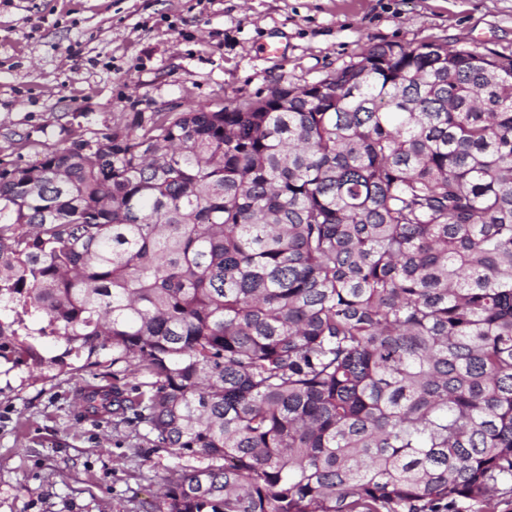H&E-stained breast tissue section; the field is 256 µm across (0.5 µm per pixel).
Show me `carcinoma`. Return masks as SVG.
I'll use <instances>...</instances> for the list:
<instances>
[{
	"label": "carcinoma",
	"mask_w": 512,
	"mask_h": 512,
	"mask_svg": "<svg viewBox=\"0 0 512 512\" xmlns=\"http://www.w3.org/2000/svg\"><path fill=\"white\" fill-rule=\"evenodd\" d=\"M39 337L64 341L43 355ZM181 461L160 512L512 496V58L380 43L0 167V358Z\"/></svg>",
	"instance_id": "cac0c4a2"
}]
</instances>
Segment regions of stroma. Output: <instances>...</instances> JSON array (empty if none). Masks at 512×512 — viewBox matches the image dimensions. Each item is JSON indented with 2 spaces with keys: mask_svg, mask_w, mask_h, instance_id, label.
I'll list each match as a JSON object with an SVG mask.
<instances>
[{
  "mask_svg": "<svg viewBox=\"0 0 512 512\" xmlns=\"http://www.w3.org/2000/svg\"><path fill=\"white\" fill-rule=\"evenodd\" d=\"M386 42L507 57L512 0H0V166L156 112L232 109ZM112 370L0 359V512H154L176 460L143 429L78 416Z\"/></svg>",
  "mask_w": 512,
  "mask_h": 512,
  "instance_id": "1",
  "label": "stroma"
}]
</instances>
